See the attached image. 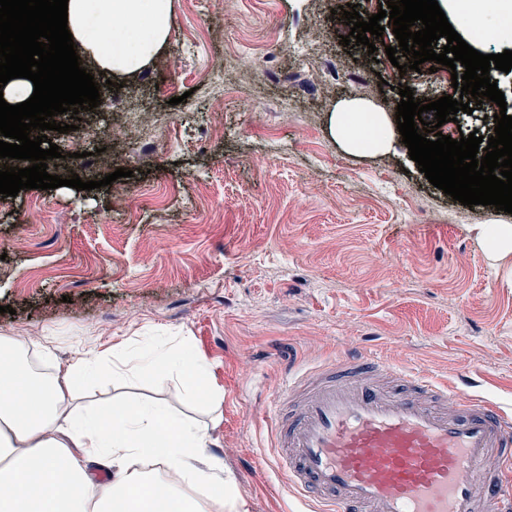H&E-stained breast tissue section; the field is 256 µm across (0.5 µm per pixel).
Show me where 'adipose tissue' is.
Masks as SVG:
<instances>
[{
	"instance_id": "adipose-tissue-1",
	"label": "adipose tissue",
	"mask_w": 512,
	"mask_h": 512,
	"mask_svg": "<svg viewBox=\"0 0 512 512\" xmlns=\"http://www.w3.org/2000/svg\"><path fill=\"white\" fill-rule=\"evenodd\" d=\"M462 30L481 22L483 37L512 43V27L494 18L504 4L476 14L470 0H438ZM172 0H68L73 39L102 70L134 76L164 48ZM331 133L346 148L387 154L393 134L386 113L358 99L339 104ZM49 337L26 341L0 335V512H245L231 483L216 482L220 459L207 469L189 462L211 441L208 423L168 417L161 407L140 402L81 412L75 387L103 368L102 358L78 359L36 378L23 360L26 349L47 352ZM112 372L152 371L155 382L189 378V393L217 408L221 392L210 385L206 363L170 348L144 352L113 348ZM111 469L110 481L91 475L92 466Z\"/></svg>"
}]
</instances>
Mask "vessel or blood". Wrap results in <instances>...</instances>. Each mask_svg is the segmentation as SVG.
Masks as SVG:
<instances>
[{
    "label": "vessel or blood",
    "mask_w": 512,
    "mask_h": 512,
    "mask_svg": "<svg viewBox=\"0 0 512 512\" xmlns=\"http://www.w3.org/2000/svg\"><path fill=\"white\" fill-rule=\"evenodd\" d=\"M275 465L316 512H512V416L347 354L272 397Z\"/></svg>",
    "instance_id": "vessel-or-blood-1"
}]
</instances>
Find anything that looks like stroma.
Listing matches in <instances>:
<instances>
[{
  "mask_svg": "<svg viewBox=\"0 0 512 512\" xmlns=\"http://www.w3.org/2000/svg\"><path fill=\"white\" fill-rule=\"evenodd\" d=\"M347 1L173 0L156 60L112 87L83 58L101 103L48 134L49 174L82 173L87 151L96 178L128 176L0 199V334H51L53 367L79 348L186 344L223 394L194 465L221 459L247 512L304 508L255 414L289 370L364 350L512 406V285L472 230L512 214L453 201L405 144L382 156L331 135L342 100L392 115L404 87L425 104L444 92L428 64H391L392 31L373 54L343 47ZM498 111L484 101L441 131L493 136ZM116 399L203 416L177 382L80 384L81 411Z\"/></svg>",
  "mask_w": 512,
  "mask_h": 512,
  "instance_id": "35a3bbf8",
  "label": "stroma"
}]
</instances>
